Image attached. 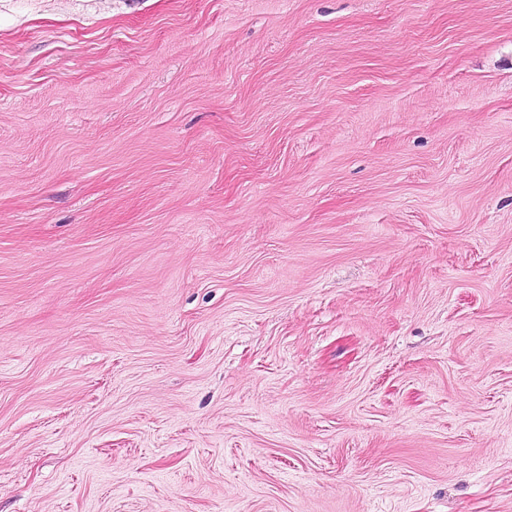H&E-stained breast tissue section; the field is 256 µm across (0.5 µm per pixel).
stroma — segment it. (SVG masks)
I'll list each match as a JSON object with an SVG mask.
<instances>
[{
	"label": "stroma",
	"instance_id": "stroma-1",
	"mask_svg": "<svg viewBox=\"0 0 512 512\" xmlns=\"http://www.w3.org/2000/svg\"><path fill=\"white\" fill-rule=\"evenodd\" d=\"M0 512H512V0H0Z\"/></svg>",
	"mask_w": 512,
	"mask_h": 512
}]
</instances>
